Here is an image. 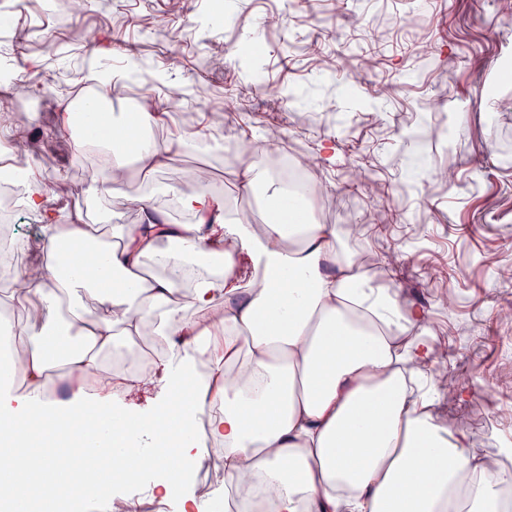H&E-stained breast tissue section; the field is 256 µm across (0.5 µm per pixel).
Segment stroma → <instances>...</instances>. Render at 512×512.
I'll list each match as a JSON object with an SVG mask.
<instances>
[{"mask_svg":"<svg viewBox=\"0 0 512 512\" xmlns=\"http://www.w3.org/2000/svg\"><path fill=\"white\" fill-rule=\"evenodd\" d=\"M8 9L0 114L24 140L16 160L40 169L47 207L81 201L90 166V148L59 126L64 93L81 91L88 66L117 75L136 57L138 96L113 100V112L173 90L171 122L216 130L225 148L131 174L90 205L91 223H134L126 199L143 193L186 221L172 194L202 166L230 207L261 214L260 201L237 197L225 149L276 134L282 153L318 158L323 223L360 225L345 247L384 259L405 304L428 311L468 382L436 400L455 435L490 453L512 448V22L497 0H59L46 13L36 0L20 10L0 0ZM414 130L420 140L404 145ZM328 141L335 156L324 160Z\"/></svg>","mask_w":512,"mask_h":512,"instance_id":"stroma-1","label":"stroma"}]
</instances>
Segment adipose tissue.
<instances>
[{"instance_id":"adipose-tissue-1","label":"adipose tissue","mask_w":512,"mask_h":512,"mask_svg":"<svg viewBox=\"0 0 512 512\" xmlns=\"http://www.w3.org/2000/svg\"><path fill=\"white\" fill-rule=\"evenodd\" d=\"M158 112L111 118L105 153L95 155L85 203L121 186L132 151L140 173L164 169L189 147H222L220 134L175 128ZM240 143L229 158L240 198L264 194L255 220L224 206L211 174L175 194L192 217L171 223L152 196L131 197L133 224L112 227L107 248L87 250L95 229L81 207L44 208L46 186L32 167L19 201L38 211L43 236L23 267H0V301L22 309L21 335L0 336V474L17 512L68 498L85 512L86 464L108 461L114 489L105 512H133L130 488L178 512H208L211 492L191 485L196 463L222 446L224 502L266 512H512V467L466 446L434 406L448 389L442 348L425 310L404 305L322 223L318 186L295 192ZM78 272L60 277L63 251ZM149 338L159 350L135 373L112 370L106 354ZM61 369L68 396L47 394ZM150 411L126 400L149 389ZM222 404L199 433V416ZM97 410L111 437L84 418ZM154 447L129 449L130 438Z\"/></svg>"}]
</instances>
